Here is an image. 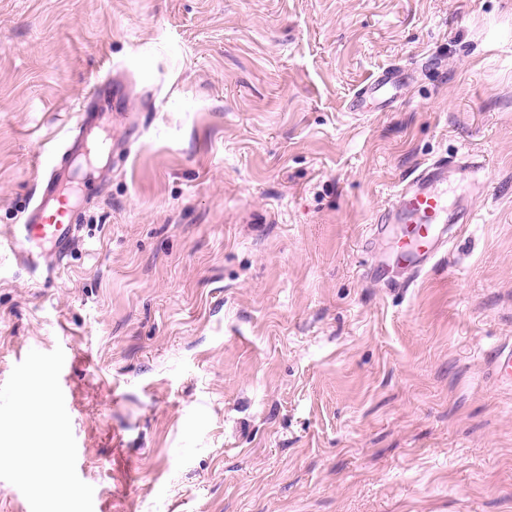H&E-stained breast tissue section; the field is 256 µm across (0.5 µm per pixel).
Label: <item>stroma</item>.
Listing matches in <instances>:
<instances>
[{
  "mask_svg": "<svg viewBox=\"0 0 512 512\" xmlns=\"http://www.w3.org/2000/svg\"><path fill=\"white\" fill-rule=\"evenodd\" d=\"M108 80L69 257L0 253L94 512H512V0H0V235ZM462 155L479 223L384 288L389 187ZM399 70L388 67L381 70L370 83L365 85L360 92L355 96V101L352 105V111L360 112L362 102L365 98L376 95H387L392 90L398 89Z\"/></svg>",
  "mask_w": 512,
  "mask_h": 512,
  "instance_id": "stroma-1",
  "label": "stroma"
}]
</instances>
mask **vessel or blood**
Instances as JSON below:
<instances>
[{
	"instance_id": "b4317fda",
	"label": "vessel or blood",
	"mask_w": 512,
	"mask_h": 512,
	"mask_svg": "<svg viewBox=\"0 0 512 512\" xmlns=\"http://www.w3.org/2000/svg\"><path fill=\"white\" fill-rule=\"evenodd\" d=\"M397 87V69L381 70L360 90L353 111H360L364 98L385 95ZM83 192L80 169L51 170L45 187L37 192L36 204L25 209L23 220L13 226L9 236L0 238V249H8L32 274L42 271L46 253L65 259L79 231L74 210ZM448 221V165L437 161L409 182L397 184L389 207L376 220L371 235L376 238L389 233L391 225H401L393 261L411 268L417 277L442 254L449 241Z\"/></svg>"
}]
</instances>
